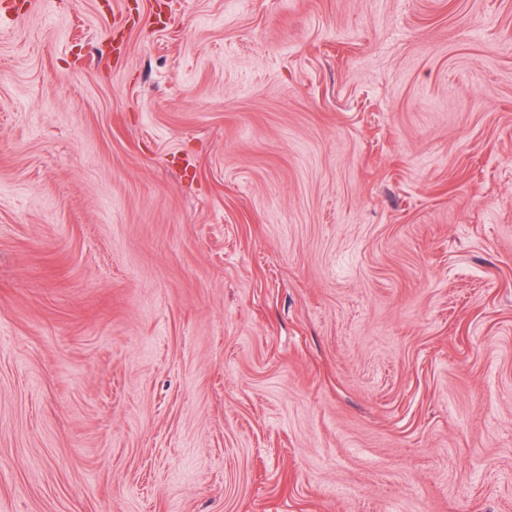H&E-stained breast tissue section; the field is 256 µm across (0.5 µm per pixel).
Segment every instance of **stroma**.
Instances as JSON below:
<instances>
[{
	"label": "stroma",
	"instance_id": "obj_1",
	"mask_svg": "<svg viewBox=\"0 0 512 512\" xmlns=\"http://www.w3.org/2000/svg\"><path fill=\"white\" fill-rule=\"evenodd\" d=\"M0 512H512V0H0Z\"/></svg>",
	"mask_w": 512,
	"mask_h": 512
}]
</instances>
